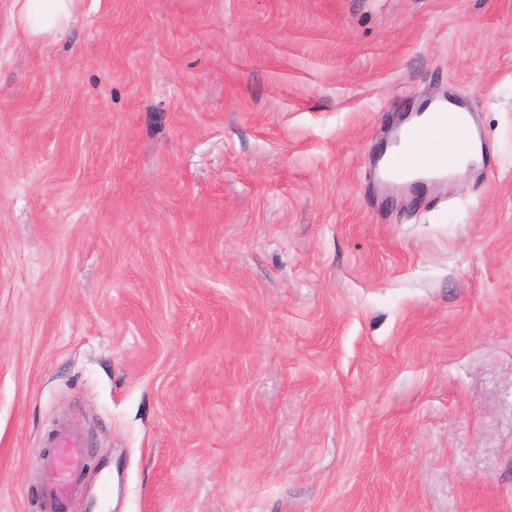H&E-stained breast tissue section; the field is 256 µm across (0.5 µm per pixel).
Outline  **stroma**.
Masks as SVG:
<instances>
[{"label": "stroma", "instance_id": "35a3bbf8", "mask_svg": "<svg viewBox=\"0 0 512 512\" xmlns=\"http://www.w3.org/2000/svg\"><path fill=\"white\" fill-rule=\"evenodd\" d=\"M0 0V512H512V0ZM489 164L379 190L400 110ZM70 0H24L20 21L25 27L39 30V23L53 24L68 17ZM85 437L68 427H60L47 438L46 447L57 448L47 460L50 476L42 482V512H69L79 492V477L84 467ZM62 473V479L58 474Z\"/></svg>", "mask_w": 512, "mask_h": 512}]
</instances>
